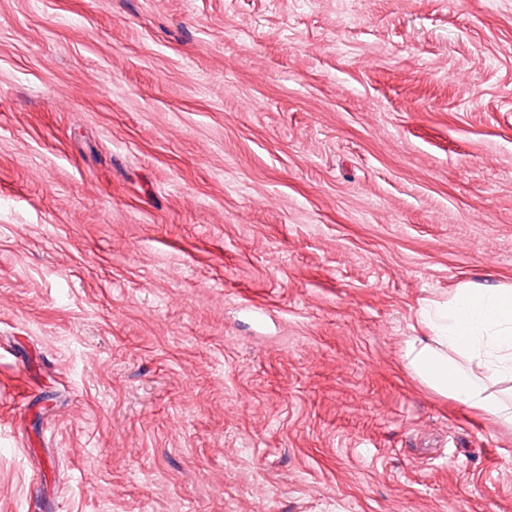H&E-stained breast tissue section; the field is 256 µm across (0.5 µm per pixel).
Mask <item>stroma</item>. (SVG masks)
Segmentation results:
<instances>
[{
	"mask_svg": "<svg viewBox=\"0 0 512 512\" xmlns=\"http://www.w3.org/2000/svg\"><path fill=\"white\" fill-rule=\"evenodd\" d=\"M512 282V0H0V512H512L404 367Z\"/></svg>",
	"mask_w": 512,
	"mask_h": 512,
	"instance_id": "35a3bbf8",
	"label": "stroma"
}]
</instances>
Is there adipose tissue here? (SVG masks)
<instances>
[{"label": "adipose tissue", "instance_id": "obj_1", "mask_svg": "<svg viewBox=\"0 0 512 512\" xmlns=\"http://www.w3.org/2000/svg\"><path fill=\"white\" fill-rule=\"evenodd\" d=\"M419 319L425 333L407 342L405 368L472 414L512 426V401L486 382L512 376V284H460L447 301L424 302Z\"/></svg>", "mask_w": 512, "mask_h": 512}]
</instances>
